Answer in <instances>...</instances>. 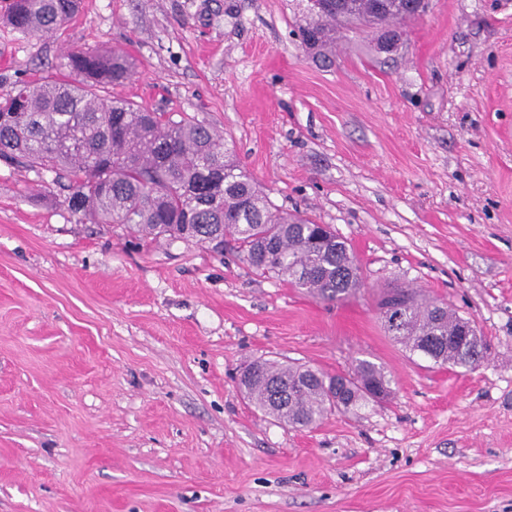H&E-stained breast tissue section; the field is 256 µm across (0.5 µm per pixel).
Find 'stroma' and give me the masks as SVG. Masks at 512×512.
<instances>
[{
  "label": "stroma",
  "mask_w": 512,
  "mask_h": 512,
  "mask_svg": "<svg viewBox=\"0 0 512 512\" xmlns=\"http://www.w3.org/2000/svg\"><path fill=\"white\" fill-rule=\"evenodd\" d=\"M56 33L0 23V98L74 48L108 87L223 131L272 205L326 224L363 286L323 302L170 237L76 222L54 173L0 161V512H512V0H431L385 54L306 49L299 0H81ZM409 288L474 321L475 368L388 336ZM391 394L294 428L237 387L255 359Z\"/></svg>",
  "instance_id": "obj_1"
}]
</instances>
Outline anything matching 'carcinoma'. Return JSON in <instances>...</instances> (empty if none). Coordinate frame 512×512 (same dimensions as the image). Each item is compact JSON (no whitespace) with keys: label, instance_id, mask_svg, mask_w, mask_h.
<instances>
[{"label":"carcinoma","instance_id":"carcinoma-1","mask_svg":"<svg viewBox=\"0 0 512 512\" xmlns=\"http://www.w3.org/2000/svg\"><path fill=\"white\" fill-rule=\"evenodd\" d=\"M326 0H306L299 37L308 49L330 52L336 26L355 27ZM375 27L402 40L411 17L405 0H386ZM80 0H9L0 20L21 33H54ZM135 63L117 49L74 50L57 78L22 83L0 100V160L66 180L68 210L93 224H126L145 237L169 236L224 252L231 237L256 273H273L324 301L361 287L346 242L325 224L272 206L242 170L218 129L151 112L103 89L124 83ZM378 307L388 335L436 365L476 367L486 356L478 331L461 340L468 319L442 300L426 301L406 288L382 293ZM239 387L260 411L291 427L314 426L390 393L381 368L357 360L351 373L331 375L303 364L257 360Z\"/></svg>","mask_w":512,"mask_h":512}]
</instances>
